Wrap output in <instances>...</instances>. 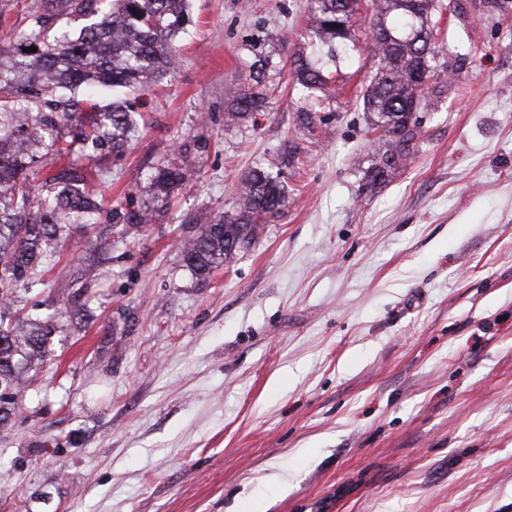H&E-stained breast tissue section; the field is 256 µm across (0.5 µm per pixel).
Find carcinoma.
<instances>
[{
  "mask_svg": "<svg viewBox=\"0 0 512 512\" xmlns=\"http://www.w3.org/2000/svg\"><path fill=\"white\" fill-rule=\"evenodd\" d=\"M45 0L26 26L0 41V423L16 412L28 372L49 354L54 319L19 315L21 290L33 286L37 268L50 260L74 226H93L104 214L92 199L89 177L79 161L98 152H119L137 132L136 102L127 90H143L175 64L172 44L187 30L188 0ZM359 0H309L312 56L294 60L296 83L318 91L331 68L358 51L352 18ZM401 0H372L368 44L377 70L363 94L372 128L386 137L373 167L385 178L407 160L416 124L407 106L415 73L439 75L433 30L444 9L441 0H415L416 30L408 27ZM270 33L247 40L254 64H268L263 48ZM35 46L37 51L28 48ZM97 85L119 98L101 106L79 91ZM240 90L231 116L247 119L267 106L268 88ZM188 165L161 162L145 176L156 205L165 203L193 176ZM236 208L212 216L196 235L178 241V252L196 281L213 273L251 245L264 225L279 219L287 188L263 169L243 175L235 189ZM149 206L112 218L133 227L151 223Z\"/></svg>",
  "mask_w": 512,
  "mask_h": 512,
  "instance_id": "obj_1",
  "label": "carcinoma"
}]
</instances>
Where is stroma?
Instances as JSON below:
<instances>
[{"mask_svg": "<svg viewBox=\"0 0 512 512\" xmlns=\"http://www.w3.org/2000/svg\"><path fill=\"white\" fill-rule=\"evenodd\" d=\"M408 161L370 178L384 140L367 49L313 98L293 82L308 0H191L177 65L142 93L138 139L102 173L101 227L75 228L28 308L60 317L0 426V512H512V0H445ZM268 46L274 93L230 121ZM199 172L152 224L167 158ZM288 205L201 285L176 242L233 210L246 171ZM195 169L188 164L177 165L169 162H161L150 168L145 176L146 189L156 207L146 206L139 210L127 212H112V218L123 220L125 224L139 227L142 224H150L155 216L156 208L165 203L176 191L184 186L193 176Z\"/></svg>", "mask_w": 512, "mask_h": 512, "instance_id": "stroma-1", "label": "stroma"}]
</instances>
